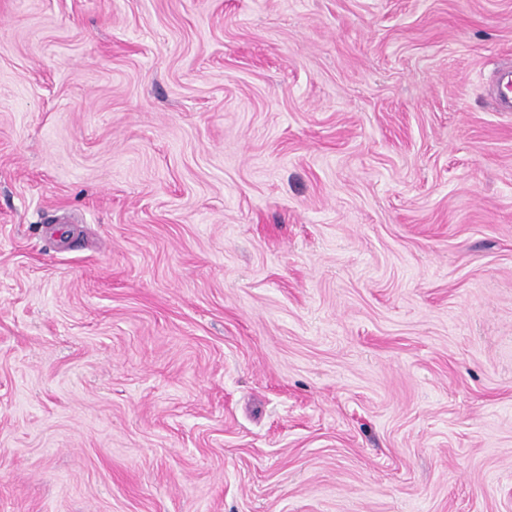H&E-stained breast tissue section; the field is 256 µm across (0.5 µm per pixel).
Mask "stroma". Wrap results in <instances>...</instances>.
<instances>
[{"label":"stroma","instance_id":"stroma-1","mask_svg":"<svg viewBox=\"0 0 512 512\" xmlns=\"http://www.w3.org/2000/svg\"><path fill=\"white\" fill-rule=\"evenodd\" d=\"M512 0H0V512H512Z\"/></svg>","mask_w":512,"mask_h":512}]
</instances>
